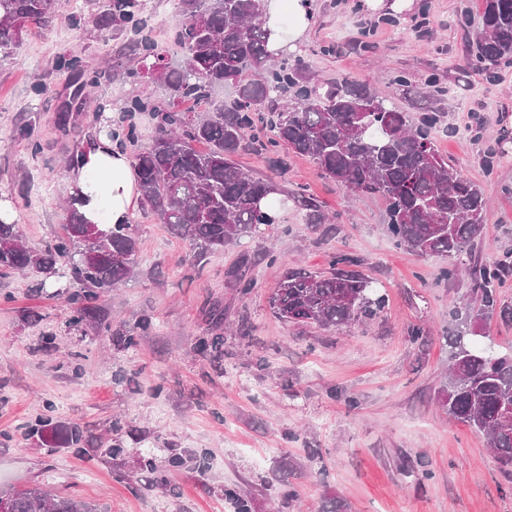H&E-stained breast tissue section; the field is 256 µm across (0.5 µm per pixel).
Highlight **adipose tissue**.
Wrapping results in <instances>:
<instances>
[{"label":"adipose tissue","mask_w":512,"mask_h":512,"mask_svg":"<svg viewBox=\"0 0 512 512\" xmlns=\"http://www.w3.org/2000/svg\"><path fill=\"white\" fill-rule=\"evenodd\" d=\"M267 16L274 50L285 38L302 36L312 24L303 0H268ZM138 197V179L128 156L111 138L99 133L90 137L70 169L68 206L104 233L113 225L131 223Z\"/></svg>","instance_id":"ef3b65f1"}]
</instances>
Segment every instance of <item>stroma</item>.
Wrapping results in <instances>:
<instances>
[{"label": "stroma", "mask_w": 512, "mask_h": 512, "mask_svg": "<svg viewBox=\"0 0 512 512\" xmlns=\"http://www.w3.org/2000/svg\"><path fill=\"white\" fill-rule=\"evenodd\" d=\"M102 4L82 0L78 28L64 15L29 25L14 59L0 64V194L35 250L61 231L62 161L78 147L57 128L72 92L59 56L83 59L85 128L99 123L97 103L115 123L131 99L167 103L143 70L123 68L126 36L101 30ZM310 8L313 23L290 51L315 78L370 82L406 109L396 77L418 88L438 77L455 132L436 133V145L490 200L477 259L502 257L512 244V140L493 167L483 155L500 134L512 136V64L492 76L474 65L468 43L483 0H414L398 16L364 10L362 0H310ZM371 25L378 32L365 51L359 44ZM336 43L342 53H324ZM38 82L47 94L35 95ZM23 125L41 153L18 138ZM280 182L338 214L335 232L304 223L292 204L269 233L211 254L198 277L189 241L136 210L139 273L101 299L113 335L69 327L68 304L36 291L34 274L0 279V488L51 487L106 512H235L229 489L245 495L249 512H512V468L437 401L452 311L469 282L442 279L440 260L395 246L383 201L337 186L308 158L289 156ZM269 248L279 262L263 260ZM340 251L358 256L361 272L380 286L378 316L323 328L273 315L268 299L286 269L325 271ZM242 261L253 282L246 293L227 275ZM214 305L224 312L218 324L204 314ZM145 316L153 327L137 349L120 344L117 333ZM415 327L422 336H412ZM217 333L221 353L197 350L199 338ZM42 419L53 428L80 423L90 448L25 438Z\"/></svg>", "instance_id": "stroma-1"}]
</instances>
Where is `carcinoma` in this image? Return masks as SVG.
<instances>
[{"label":"carcinoma","mask_w":512,"mask_h":512,"mask_svg":"<svg viewBox=\"0 0 512 512\" xmlns=\"http://www.w3.org/2000/svg\"><path fill=\"white\" fill-rule=\"evenodd\" d=\"M64 2L0 0V59L15 55L28 24H53ZM484 2L474 57L490 66L512 58V0ZM263 8V0H177L175 40L184 52L170 65L146 34V0H106L103 23L135 36L132 58L151 62V77L168 94L163 109L150 110L141 99L128 106L130 113L151 111L155 120L152 144L135 155L141 204L171 235L189 240L199 276L208 253L279 223L270 204L274 194L282 196L279 207L291 200L305 210L307 224L338 220L316 200L244 172L236 161L242 153L261 156L281 171L288 160L279 148L286 145L336 185L383 199L387 230L398 247L441 258L443 278L454 281L464 273L470 282V295L453 309L458 324L448 338L450 364L439 402L449 417L486 434L500 462L512 465V351L490 355L472 332L496 313L508 315L498 305L496 288L512 272V262L506 254L493 262L473 258L487 200L479 184L440 154L433 133L442 113L426 108L415 117L368 82L312 81L301 60L288 58V48L269 49ZM59 67L74 86L59 115L60 128L68 133L75 127L72 102L82 95L84 68L75 54L62 56ZM224 85L235 95L206 116L181 109L182 102L207 100ZM109 132L123 143L138 142L133 122ZM85 227L67 209L64 233L35 252L22 243L19 225L0 221V278L33 271L41 291L64 278L70 324L109 332L112 322L100 315L97 301L133 278L137 242L131 224H116L94 241L84 238ZM360 265L357 257L338 253L329 272L285 271L269 299L272 313L293 325L326 328L372 318L384 307V297L356 270ZM51 440L81 448L84 427L57 428ZM0 500L6 512H103L97 502L49 494L39 486L1 491Z\"/></svg>","instance_id":"obj_1"}]
</instances>
